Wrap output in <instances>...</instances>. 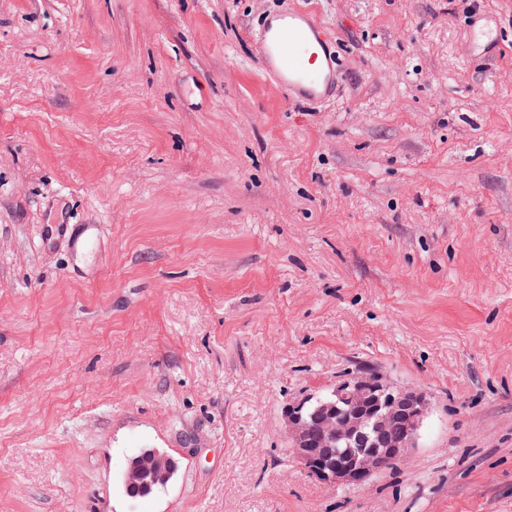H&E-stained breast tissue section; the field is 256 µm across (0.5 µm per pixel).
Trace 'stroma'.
<instances>
[{"label":"stroma","mask_w":512,"mask_h":512,"mask_svg":"<svg viewBox=\"0 0 512 512\" xmlns=\"http://www.w3.org/2000/svg\"><path fill=\"white\" fill-rule=\"evenodd\" d=\"M310 7L343 76L290 101ZM362 366L432 409L328 486L281 412ZM0 512H512V0H0ZM260 40L266 68L288 98L314 100L336 92L339 57L313 11L287 10L268 19ZM172 459L156 449L142 450L128 460L124 473L126 491L144 485L166 486L172 479Z\"/></svg>","instance_id":"1"}]
</instances>
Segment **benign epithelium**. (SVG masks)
<instances>
[{
    "label": "benign epithelium",
    "instance_id": "obj_1",
    "mask_svg": "<svg viewBox=\"0 0 512 512\" xmlns=\"http://www.w3.org/2000/svg\"><path fill=\"white\" fill-rule=\"evenodd\" d=\"M313 394L288 402L282 410L290 451L303 471L327 485L362 486L379 471L404 462L416 447L419 429L430 409L427 395L389 382L381 373L359 369L336 382L322 402L318 423L325 447L341 444L336 457L320 454L309 436L305 408ZM174 469L171 457L147 449L128 460L125 489L166 486Z\"/></svg>",
    "mask_w": 512,
    "mask_h": 512
}]
</instances>
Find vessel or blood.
<instances>
[{"mask_svg":"<svg viewBox=\"0 0 512 512\" xmlns=\"http://www.w3.org/2000/svg\"><path fill=\"white\" fill-rule=\"evenodd\" d=\"M260 40L266 68L288 98L314 100L335 93L339 57L313 11L287 10L268 19Z\"/></svg>","mask_w":512,"mask_h":512,"instance_id":"vessel-or-blood-1","label":"vessel or blood"}]
</instances>
